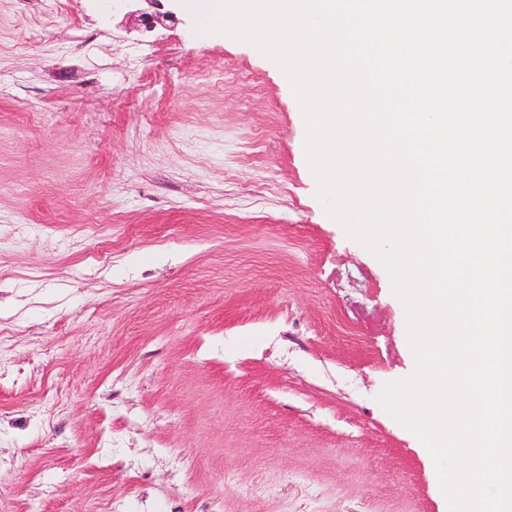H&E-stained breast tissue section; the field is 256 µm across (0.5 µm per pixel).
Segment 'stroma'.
Wrapping results in <instances>:
<instances>
[{
  "label": "stroma",
  "mask_w": 512,
  "mask_h": 512,
  "mask_svg": "<svg viewBox=\"0 0 512 512\" xmlns=\"http://www.w3.org/2000/svg\"><path fill=\"white\" fill-rule=\"evenodd\" d=\"M134 8L0 0V512H449L287 78Z\"/></svg>",
  "instance_id": "1"
}]
</instances>
